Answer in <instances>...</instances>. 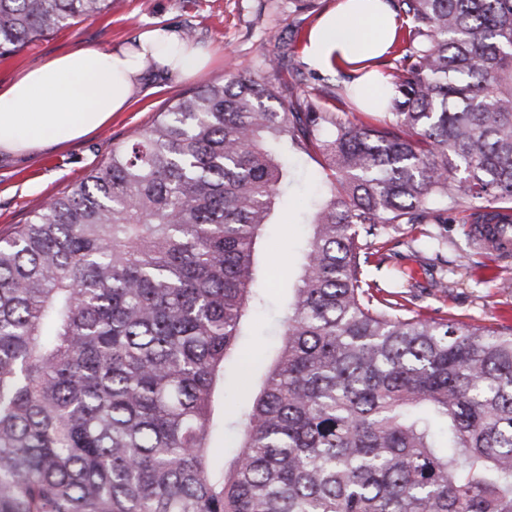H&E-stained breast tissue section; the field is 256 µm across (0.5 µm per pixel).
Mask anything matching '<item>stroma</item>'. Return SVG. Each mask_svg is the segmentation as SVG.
Returning <instances> with one entry per match:
<instances>
[{
    "label": "stroma",
    "instance_id": "1",
    "mask_svg": "<svg viewBox=\"0 0 512 512\" xmlns=\"http://www.w3.org/2000/svg\"><path fill=\"white\" fill-rule=\"evenodd\" d=\"M342 0H312L300 7L297 0H112L109 13L80 20L71 27L47 34L0 60V82L19 71L78 48L105 50L130 43L146 29L167 25L193 27L196 43L212 59L198 74L181 78L149 79L143 95L122 112L113 113L102 128L85 137L24 158L0 163V235L26 223L53 196L62 195L101 168L118 143L131 142L151 125L169 100L206 84L221 82L232 73L258 72L265 57L290 48L291 77L305 84L311 69L303 47L310 31ZM320 187L319 166L301 160L293 185L283 197L276 222L261 243L265 260L276 278L264 289L266 304L254 309L250 334L243 351L269 352L276 339L271 330L282 301L293 288L300 264L299 248L308 228L300 224L311 194ZM473 201L462 200L447 225H404L384 240L385 261L369 265L367 274L387 293H398V276L412 277L407 295L412 315L446 316L461 323H478L502 331L512 328V258L493 251L471 250L463 223ZM455 280L449 291L434 285L439 277Z\"/></svg>",
    "mask_w": 512,
    "mask_h": 512
}]
</instances>
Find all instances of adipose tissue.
I'll return each mask as SVG.
<instances>
[{
    "mask_svg": "<svg viewBox=\"0 0 512 512\" xmlns=\"http://www.w3.org/2000/svg\"><path fill=\"white\" fill-rule=\"evenodd\" d=\"M397 20L388 0H344L312 31L309 63L356 64L384 54ZM209 62L170 26L144 31L133 45L79 49L29 68L0 84V159L25 157L74 141L108 122L141 94L148 72L184 78Z\"/></svg>",
    "mask_w": 512,
    "mask_h": 512,
    "instance_id": "obj_1",
    "label": "adipose tissue"
}]
</instances>
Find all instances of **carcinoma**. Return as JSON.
Wrapping results in <instances>:
<instances>
[{"mask_svg": "<svg viewBox=\"0 0 512 512\" xmlns=\"http://www.w3.org/2000/svg\"><path fill=\"white\" fill-rule=\"evenodd\" d=\"M384 120L353 88L179 95L0 239V512H512V333L419 319L366 267L403 224L512 253V0H387ZM112 0H0V59ZM330 193L251 404L221 409L293 176ZM236 437L216 455L214 433Z\"/></svg>", "mask_w": 512, "mask_h": 512, "instance_id": "carcinoma-1", "label": "carcinoma"}]
</instances>
